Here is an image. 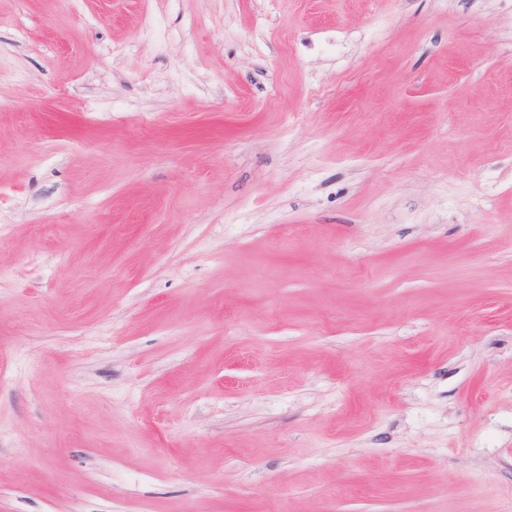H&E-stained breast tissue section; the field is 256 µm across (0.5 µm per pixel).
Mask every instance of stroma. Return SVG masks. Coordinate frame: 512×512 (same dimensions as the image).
Returning a JSON list of instances; mask_svg holds the SVG:
<instances>
[{
  "label": "stroma",
  "mask_w": 512,
  "mask_h": 512,
  "mask_svg": "<svg viewBox=\"0 0 512 512\" xmlns=\"http://www.w3.org/2000/svg\"><path fill=\"white\" fill-rule=\"evenodd\" d=\"M0 512H512V0H0Z\"/></svg>",
  "instance_id": "stroma-1"
}]
</instances>
